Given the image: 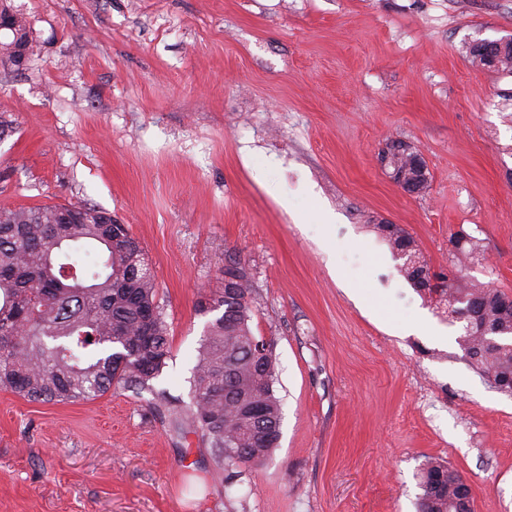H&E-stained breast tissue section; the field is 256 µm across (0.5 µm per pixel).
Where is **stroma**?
I'll list each match as a JSON object with an SVG mask.
<instances>
[{"mask_svg":"<svg viewBox=\"0 0 512 512\" xmlns=\"http://www.w3.org/2000/svg\"><path fill=\"white\" fill-rule=\"evenodd\" d=\"M35 51L0 65V207L102 208L154 276L173 358L148 388L0 390V512H416L448 464L473 512H512V395L477 373L373 229L512 295V0H8ZM417 150L427 190L379 164ZM236 255L272 345L280 440L225 483L193 402L198 299ZM482 47L481 44H476L471 47V53L479 59V61L489 67V68H497V70H502L508 68L511 70L512 68V49L506 47L503 50H499L493 54H485L480 51Z\"/></svg>","mask_w":512,"mask_h":512,"instance_id":"1","label":"stroma"}]
</instances>
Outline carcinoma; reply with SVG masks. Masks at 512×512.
Listing matches in <instances>:
<instances>
[{"label":"carcinoma","instance_id":"carcinoma-1","mask_svg":"<svg viewBox=\"0 0 512 512\" xmlns=\"http://www.w3.org/2000/svg\"><path fill=\"white\" fill-rule=\"evenodd\" d=\"M10 20L11 50L0 62L22 65L34 52L23 17L0 3V20ZM471 47L479 61L512 68V49L493 54ZM392 141V177L417 192V152L397 150ZM76 224L58 220L57 205L0 207V389L31 402L88 401L118 386L142 389L159 376L171 358L167 324L156 300L152 275L134 266L139 242L127 232L112 238V213L71 207ZM392 253L419 248L399 224H378ZM238 281L204 295L197 309L219 316L205 325L190 378L193 408L175 417L180 435L201 432L214 449L217 465L230 483L241 468L262 463L278 445L281 403L274 392L270 345L258 339L249 322L254 311L251 283L241 260ZM457 263L427 272V284L407 264L400 272L421 294L454 295L472 307L464 321L465 356L501 392L512 394V296L486 285H459ZM418 512H472L463 505L462 477L429 459L421 469Z\"/></svg>","mask_w":512,"mask_h":512}]
</instances>
